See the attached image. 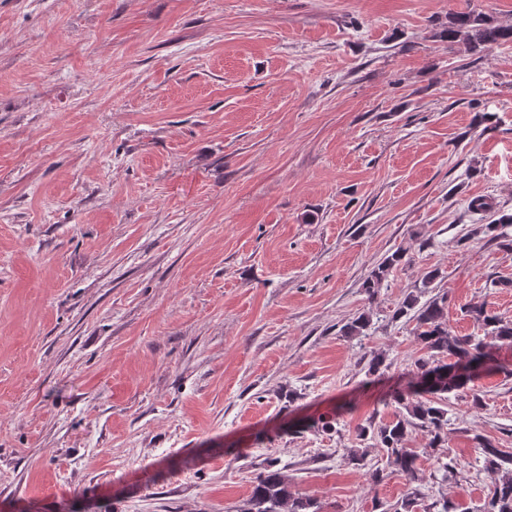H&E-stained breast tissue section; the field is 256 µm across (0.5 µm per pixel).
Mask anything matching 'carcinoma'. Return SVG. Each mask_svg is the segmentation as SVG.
<instances>
[{
  "instance_id": "cac0c4a2",
  "label": "carcinoma",
  "mask_w": 512,
  "mask_h": 512,
  "mask_svg": "<svg viewBox=\"0 0 512 512\" xmlns=\"http://www.w3.org/2000/svg\"><path fill=\"white\" fill-rule=\"evenodd\" d=\"M443 36L448 42H461L468 52H488L503 43L512 42V26L496 23L489 16L474 10L448 15ZM512 224V214H501L481 225L479 232L498 241L501 248L512 250V238L501 228ZM411 262L407 253L397 249L386 255L362 283L367 300L372 302L379 288L399 266ZM441 276L439 269L429 271L422 281L419 294L408 293L395 312V317H408L414 322L413 335L423 346L424 354L415 359L408 380L389 394L390 403L401 413L377 426H360L356 437L360 441L372 436L386 454V465L416 479L419 452L406 447L415 432L423 433L427 447L441 448L448 441V409L446 401L453 391H463L473 405L481 404V394L474 382L483 374L500 371L489 345L476 336H458L448 328V294H437L425 302L419 295L434 287ZM469 315L494 338L512 343V321L504 320L486 306L468 309ZM372 327V311L366 310L341 327L344 336H366ZM476 447L486 468L498 478L489 487L481 512H512V452L492 440L477 435ZM246 512H323L317 501L291 491L288 477L270 462L259 472L248 500Z\"/></svg>"
}]
</instances>
